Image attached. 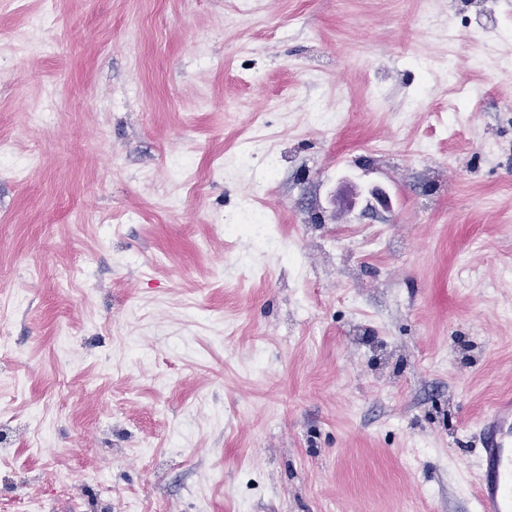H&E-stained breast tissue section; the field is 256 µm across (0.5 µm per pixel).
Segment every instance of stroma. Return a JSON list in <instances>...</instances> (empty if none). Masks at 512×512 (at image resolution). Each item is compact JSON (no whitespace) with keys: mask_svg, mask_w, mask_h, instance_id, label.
Here are the masks:
<instances>
[{"mask_svg":"<svg viewBox=\"0 0 512 512\" xmlns=\"http://www.w3.org/2000/svg\"><path fill=\"white\" fill-rule=\"evenodd\" d=\"M240 2L0 0V512H476L512 0Z\"/></svg>","mask_w":512,"mask_h":512,"instance_id":"1","label":"stroma"}]
</instances>
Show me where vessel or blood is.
<instances>
[{"label":"vessel or blood","mask_w":512,"mask_h":512,"mask_svg":"<svg viewBox=\"0 0 512 512\" xmlns=\"http://www.w3.org/2000/svg\"><path fill=\"white\" fill-rule=\"evenodd\" d=\"M479 512H512V399L500 400L478 429Z\"/></svg>","instance_id":"vessel-or-blood-1"}]
</instances>
